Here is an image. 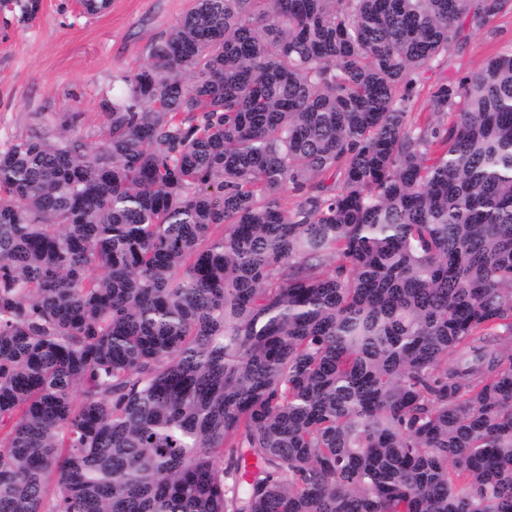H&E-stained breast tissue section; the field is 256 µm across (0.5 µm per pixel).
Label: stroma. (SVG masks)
Listing matches in <instances>:
<instances>
[{
	"instance_id": "obj_1",
	"label": "stroma",
	"mask_w": 512,
	"mask_h": 512,
	"mask_svg": "<svg viewBox=\"0 0 512 512\" xmlns=\"http://www.w3.org/2000/svg\"><path fill=\"white\" fill-rule=\"evenodd\" d=\"M194 0H112L83 17L75 0H42L27 26L0 25V148L18 137L75 120L81 133L102 127L99 108L117 76L144 61L148 45L170 30ZM512 43V12L472 31L439 67L425 71L414 112L428 109L427 89L480 67Z\"/></svg>"
}]
</instances>
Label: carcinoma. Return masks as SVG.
Returning a JSON list of instances; mask_svg holds the SVG:
<instances>
[{
    "label": "carcinoma",
    "instance_id": "carcinoma-1",
    "mask_svg": "<svg viewBox=\"0 0 512 512\" xmlns=\"http://www.w3.org/2000/svg\"><path fill=\"white\" fill-rule=\"evenodd\" d=\"M509 10L195 0L0 149V512H512V45L412 115ZM512 43V12L502 14L485 27L474 30L461 41L448 59L439 67L425 71L422 84L417 87L412 112H427V92L431 86L446 78H456L485 63L503 45ZM423 86L425 87L423 89Z\"/></svg>",
    "mask_w": 512,
    "mask_h": 512
}]
</instances>
